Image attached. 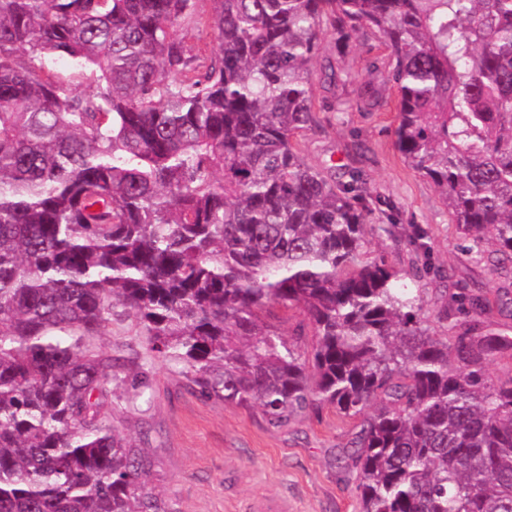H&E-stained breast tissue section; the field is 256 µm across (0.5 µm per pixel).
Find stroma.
<instances>
[{
    "mask_svg": "<svg viewBox=\"0 0 512 512\" xmlns=\"http://www.w3.org/2000/svg\"><path fill=\"white\" fill-rule=\"evenodd\" d=\"M385 50L375 37L340 42L327 34L312 74L319 128L307 137L308 160L358 171L377 223L388 234L370 237L369 251L403 272L424 259L446 273L422 276V311L432 330L445 335L440 313L459 290L482 296L485 326L512 336V273L489 275L473 263L431 181L413 170L395 146L397 91L379 86L380 104L362 98ZM343 82L327 86L325 66ZM107 355L122 356L125 377L112 394V418L155 460L151 484L168 512H252L253 505L285 500L288 512H359L357 474L339 456L356 431L355 420L325 410L284 429L266 425L253 410L202 396L182 364L155 356L141 326L124 313L96 341ZM145 388H136V378Z\"/></svg>",
    "mask_w": 512,
    "mask_h": 512,
    "instance_id": "1",
    "label": "stroma"
}]
</instances>
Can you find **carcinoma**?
<instances>
[{
	"instance_id": "obj_1",
	"label": "carcinoma",
	"mask_w": 512,
	"mask_h": 512,
	"mask_svg": "<svg viewBox=\"0 0 512 512\" xmlns=\"http://www.w3.org/2000/svg\"><path fill=\"white\" fill-rule=\"evenodd\" d=\"M196 2L0 0V512H166L110 422L118 307L273 429L361 417L360 512H512V376L486 370L512 336L458 322L487 308L465 293L431 331L404 279L443 270L369 257L391 230L305 153L322 36L373 35L398 151L473 261L511 265L512 0Z\"/></svg>"
}]
</instances>
